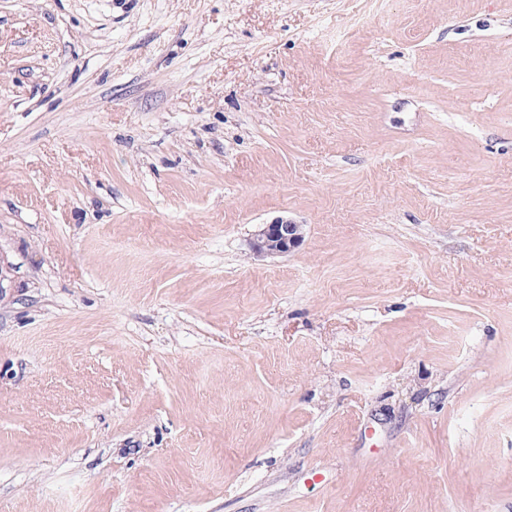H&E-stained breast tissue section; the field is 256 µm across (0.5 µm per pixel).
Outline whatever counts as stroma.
<instances>
[{
  "mask_svg": "<svg viewBox=\"0 0 512 512\" xmlns=\"http://www.w3.org/2000/svg\"><path fill=\"white\" fill-rule=\"evenodd\" d=\"M0 260V512H512V0H0ZM303 237L301 224L279 217L270 224L262 225L256 234L254 250L262 256L286 255L302 243Z\"/></svg>",
  "mask_w": 512,
  "mask_h": 512,
  "instance_id": "35a3bbf8",
  "label": "stroma"
}]
</instances>
